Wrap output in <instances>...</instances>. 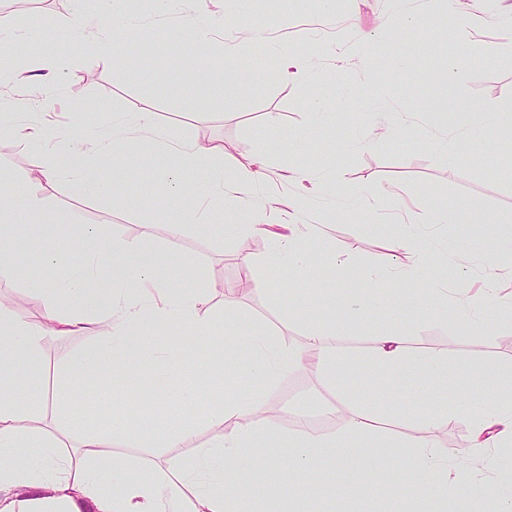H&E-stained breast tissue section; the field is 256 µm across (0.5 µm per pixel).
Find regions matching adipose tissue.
Returning <instances> with one entry per match:
<instances>
[{
  "label": "adipose tissue",
  "instance_id": "ef3b65f1",
  "mask_svg": "<svg viewBox=\"0 0 512 512\" xmlns=\"http://www.w3.org/2000/svg\"><path fill=\"white\" fill-rule=\"evenodd\" d=\"M139 25L138 16L127 10L126 0H96L91 8L86 0H72L64 23L30 34V41L40 43L43 50L28 57L26 79L39 90L55 85L51 48L70 29L90 32L97 60L106 63L112 59L117 38ZM21 137L34 159V171L19 181L17 189L0 192V278L19 273L44 224L70 230L83 243V273L69 277L62 270L61 254L43 250L42 266L58 268L59 274L52 279L29 278L32 291L44 305L42 322H29L0 301V512H235L237 503L248 494L253 476L262 469L276 471L281 484L291 486L296 495L314 497L317 488L311 477L321 467L346 470L351 445H359L372 457L382 443L372 439L368 416L357 412L344 421L341 434L323 435L301 426L285 441V454L266 451L258 405L273 379L301 367L310 348L316 351L319 368L327 376L340 369L367 367L376 373L388 395L424 383L444 393L447 402L440 410L425 415L409 413L420 435L400 462L404 489L421 502L424 512H438L452 470L450 451L436 447L428 438L432 429L450 417L465 415L474 424L471 448L512 446V399L491 397L477 387L456 391L450 383L447 359L433 353L412 354L405 337L378 334L367 351L345 355L328 348L316 329L309 332L302 348L288 347L279 338L256 331L239 338L238 349L230 356L231 362H247L254 380L251 404H217L203 418L202 425L223 429L217 443L200 450L193 459H176L167 471H153L113 453L115 439L129 432L123 421L111 417L104 426L82 433L76 452L84 467L73 471L69 458L59 451L57 438L24 430L25 422L40 416L44 408L22 391L26 378L41 366L44 337L88 334L93 325L106 323L105 332L62 366V375L72 381L108 373L127 379L137 374L147 357L163 359L168 365L167 378L182 381L183 339L175 336L168 345H160L156 325L187 328L194 338L209 341L219 338L221 331L201 315L204 298L192 285L190 274L175 275L164 257L151 249L105 241L98 226H67L62 213L44 205L36 188L55 179L59 170L56 156L47 151L48 126L44 120H35L22 128ZM135 139L148 144L166 175L170 194H179L184 176L197 168L209 169L214 177L213 184L195 201L168 219L170 236H179L188 223L205 225L209 214L224 204L226 190L247 194L258 180L249 160L225 162L223 144L203 148L190 140L171 141L153 113L131 112L113 117L102 130L88 131L87 150L76 167V191L107 198L109 188L95 172L108 166L110 144ZM21 191L28 201L23 218L17 216L14 206ZM22 221L30 224L28 233L17 232ZM106 270L111 273L112 287L99 304L83 313L64 309V301L87 294ZM197 403L192 385L185 384L180 404L186 419L160 422L150 432L129 434L135 447H180L197 432L198 425L191 420ZM297 473L308 474V481L294 482Z\"/></svg>",
  "mask_w": 512,
  "mask_h": 512
}]
</instances>
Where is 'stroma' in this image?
<instances>
[{
    "instance_id": "obj_1",
    "label": "stroma",
    "mask_w": 512,
    "mask_h": 512,
    "mask_svg": "<svg viewBox=\"0 0 512 512\" xmlns=\"http://www.w3.org/2000/svg\"><path fill=\"white\" fill-rule=\"evenodd\" d=\"M134 2L144 23L127 39L134 52L125 67L99 64L88 35L80 32L54 44L60 85L41 96L39 105L54 141L76 152L83 146V131L111 122L113 114L152 112L171 139L202 146L223 143L230 159L249 154L258 162L261 179L252 195L234 197L215 213L208 230L190 223L177 239L168 237L165 221L183 210L209 174L194 172L181 195H170L144 144L117 147V165L100 171L111 189L109 200L77 193L66 174L40 193L71 224L99 225L108 239L159 250L194 272V284L206 297L203 312L227 330L214 342L184 345L183 369L195 377L198 413L225 399L245 397L251 379L242 369L227 374L222 393L211 396L206 376L194 374L196 365L258 330L295 347L317 325L328 346L344 352L366 349L377 332L400 334L413 351L447 357L449 367L469 368L478 382L512 365V320L465 327L425 298L426 280L370 276L379 256L392 253L399 221L408 214L415 221L418 258L427 270L447 272L449 296L467 300L492 292L499 301L512 303V251H489L494 243L512 238V127L488 146L452 140L442 151L434 145L444 130L473 123L477 111L512 113V53L497 50L512 27V12L505 10L512 0H463L453 16L429 0H335L329 9L323 0H253L266 39L253 42L245 54L224 51L225 42L245 36L235 0H192L224 28L207 53L182 36L180 15L159 16L150 0ZM71 9V0H38L13 9L15 33L0 38V54L21 60L31 50L24 32L63 21ZM404 13L414 17L413 26H402ZM269 40L303 41L313 63L309 78L285 81L271 59L264 71L243 80L252 57L264 54ZM406 49L411 63L392 67V55ZM452 67L461 73L455 82L447 77ZM200 71L210 76L202 87L195 84ZM330 86L347 96V105L312 118L311 103ZM296 197L306 198L307 205L293 215L285 202ZM452 204L458 223H437V215ZM289 222L317 227L315 234L298 239L316 271L314 281L305 285L311 299L298 307L290 298L304 285L275 261L272 240L263 233L229 239L223 231L227 224ZM341 261L354 268V275L338 274ZM243 278H270L274 284L241 293L237 285ZM375 290L386 297H408L413 307L396 317L382 309L362 319L342 316L348 299ZM89 341L86 335L44 338V371L29 377L25 390L63 399L74 415L61 422L53 409H45L42 430L66 431V445H74L85 420L104 404L140 429L182 415L178 402H158L147 364L131 380L90 378L70 386L60 368ZM378 386L366 370L339 373L332 386L318 368L288 370L268 387L261 406L267 435L279 445L294 432L296 411L327 400L339 417H346L375 404ZM438 402L433 392L423 397L403 393L383 410L378 424L396 437L397 446L385 448L375 461L351 448L350 480L376 484L383 491L380 498L334 497L339 474L330 468L318 478L319 494L313 499L298 497L259 473L242 512H421L420 501L401 492L398 461L405 454L404 442L417 436L402 414L428 412ZM471 433V422L463 416L449 418L432 432L438 447L455 453L447 512H456L462 502L470 512H498L503 493L512 488V451L494 449L497 465L488 468L484 454L467 450ZM222 434L219 428L199 427L179 449L135 448L122 437L114 450L155 467L172 457L193 456Z\"/></svg>"
}]
</instances>
